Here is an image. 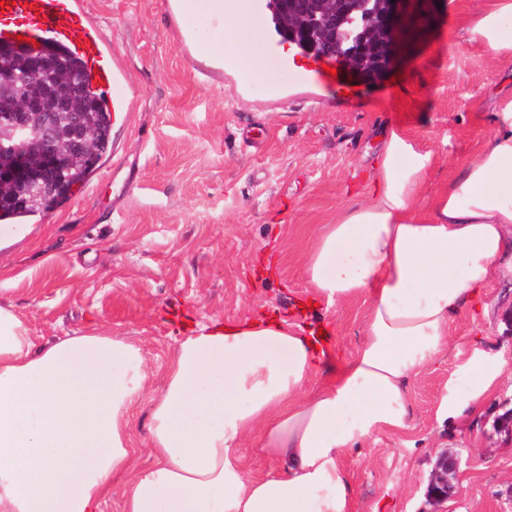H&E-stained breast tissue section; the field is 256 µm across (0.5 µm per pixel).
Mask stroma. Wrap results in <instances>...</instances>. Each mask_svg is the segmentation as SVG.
<instances>
[{"label": "stroma", "mask_w": 512, "mask_h": 512, "mask_svg": "<svg viewBox=\"0 0 512 512\" xmlns=\"http://www.w3.org/2000/svg\"><path fill=\"white\" fill-rule=\"evenodd\" d=\"M495 2L433 0L390 78L343 98L285 79L273 58L279 38L252 16V0L240 5L253 66L243 77L225 60L220 81L205 73L208 59L181 50L165 0H84L139 90L135 120L65 204L0 250V305L23 312L40 345L96 327L136 344L157 385L184 328L211 318L325 327L339 359H352L369 301L319 297L305 253L352 197L368 198L385 129L431 154L425 207L478 153L493 100L512 92V57L467 35ZM308 301L314 309L298 317L295 304ZM484 305L451 323L447 351L413 380L411 428L344 454L351 512H430L426 486L444 451L461 460L448 512H512V378L477 426L440 411L473 347L512 361V267Z\"/></svg>", "instance_id": "obj_1"}]
</instances>
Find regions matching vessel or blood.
<instances>
[{
    "instance_id": "obj_1",
    "label": "vessel or blood",
    "mask_w": 512,
    "mask_h": 512,
    "mask_svg": "<svg viewBox=\"0 0 512 512\" xmlns=\"http://www.w3.org/2000/svg\"><path fill=\"white\" fill-rule=\"evenodd\" d=\"M16 35L36 40L39 47L63 48L81 58L93 71V90L104 98L112 114L113 131L128 128L135 91L80 0H12L0 10V41ZM303 78L338 94L353 91L355 86L348 73L333 75L320 65L308 68Z\"/></svg>"
}]
</instances>
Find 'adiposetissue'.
<instances>
[{"label": "adipose tissue", "instance_id": "adipose-tissue-1", "mask_svg": "<svg viewBox=\"0 0 512 512\" xmlns=\"http://www.w3.org/2000/svg\"><path fill=\"white\" fill-rule=\"evenodd\" d=\"M509 14L512 0H497L472 40L512 55ZM377 166L369 199L341 208L304 257L328 301L370 299L344 366L301 327L215 318L183 336L157 390L137 345L96 330L39 345L26 316L0 306V512H100L109 493L123 512H349L342 454L409 428L411 381L447 350L450 323L481 307L512 253V94L496 101L489 138L427 214L430 154L394 129ZM322 374L330 384L310 392ZM507 375L511 362L474 350L448 379L449 420L473 419ZM144 399L153 461L138 467L127 416ZM251 438L279 472H245Z\"/></svg>", "mask_w": 512, "mask_h": 512}]
</instances>
